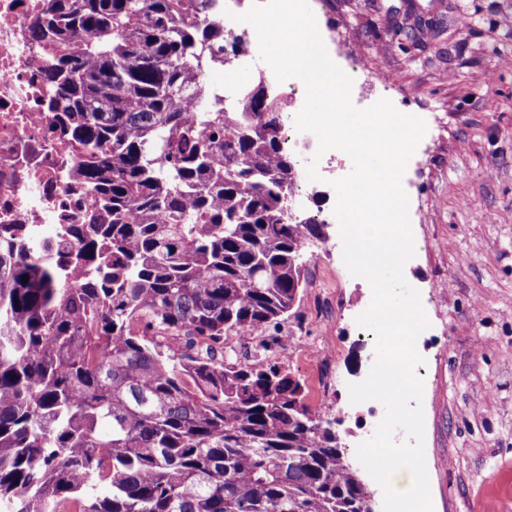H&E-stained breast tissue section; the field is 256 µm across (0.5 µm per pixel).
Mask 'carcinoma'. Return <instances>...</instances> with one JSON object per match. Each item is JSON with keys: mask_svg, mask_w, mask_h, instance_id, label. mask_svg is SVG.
Wrapping results in <instances>:
<instances>
[{"mask_svg": "<svg viewBox=\"0 0 512 512\" xmlns=\"http://www.w3.org/2000/svg\"><path fill=\"white\" fill-rule=\"evenodd\" d=\"M221 13L46 0L33 29L98 215L40 253L0 225V512H374L300 380L224 359L288 317L329 234L288 211L264 86L202 106Z\"/></svg>", "mask_w": 512, "mask_h": 512, "instance_id": "1", "label": "carcinoma"}]
</instances>
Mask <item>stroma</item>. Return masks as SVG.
I'll return each mask as SVG.
<instances>
[{
    "label": "stroma",
    "mask_w": 512,
    "mask_h": 512,
    "mask_svg": "<svg viewBox=\"0 0 512 512\" xmlns=\"http://www.w3.org/2000/svg\"><path fill=\"white\" fill-rule=\"evenodd\" d=\"M328 53H347L368 80L360 96L401 113H435L433 140L415 150L402 177L412 204L414 255L404 275L430 323L416 340L423 357L424 453L433 512H512V0H328L315 14ZM331 169L306 183L294 212L329 215ZM310 248L290 317L292 372L317 407L309 345L335 355L336 418L349 463L383 420L382 403L351 404L347 386L366 378L375 343L353 317L370 305L367 281L342 259L338 225Z\"/></svg>",
    "instance_id": "obj_1"
}]
</instances>
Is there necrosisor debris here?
Returning a JSON list of instances; mask_svg holds the SVG:
<instances>
[{
  "label": "necrosis or debris",
  "instance_id": "obj_1",
  "mask_svg": "<svg viewBox=\"0 0 512 512\" xmlns=\"http://www.w3.org/2000/svg\"><path fill=\"white\" fill-rule=\"evenodd\" d=\"M43 2L0 0V224L30 225L37 251L48 244L64 247V226L83 223L92 211V195L72 171L73 145L61 133L49 101L48 56L32 34ZM257 44L253 28L233 23L228 42L216 44L203 61V74L220 70L234 79L236 71L226 67V60L242 57L245 48ZM46 224L56 228L48 239L40 233ZM294 342L282 331L235 338L232 348L241 359L259 356L284 369Z\"/></svg>",
  "mask_w": 512,
  "mask_h": 512
}]
</instances>
